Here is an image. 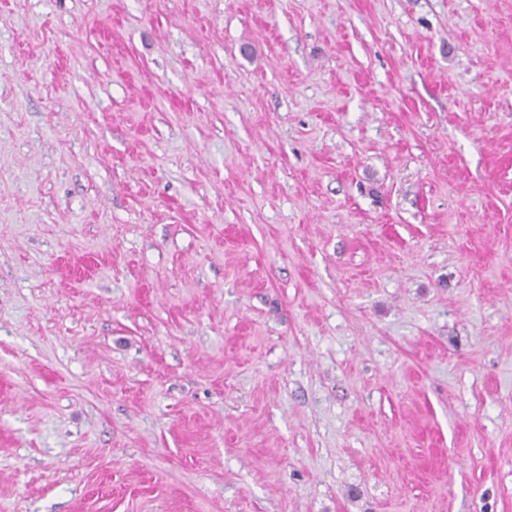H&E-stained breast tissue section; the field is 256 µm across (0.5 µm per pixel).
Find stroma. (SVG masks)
Instances as JSON below:
<instances>
[{
  "mask_svg": "<svg viewBox=\"0 0 512 512\" xmlns=\"http://www.w3.org/2000/svg\"><path fill=\"white\" fill-rule=\"evenodd\" d=\"M0 512H512V0H0Z\"/></svg>",
  "mask_w": 512,
  "mask_h": 512,
  "instance_id": "1",
  "label": "stroma"
}]
</instances>
